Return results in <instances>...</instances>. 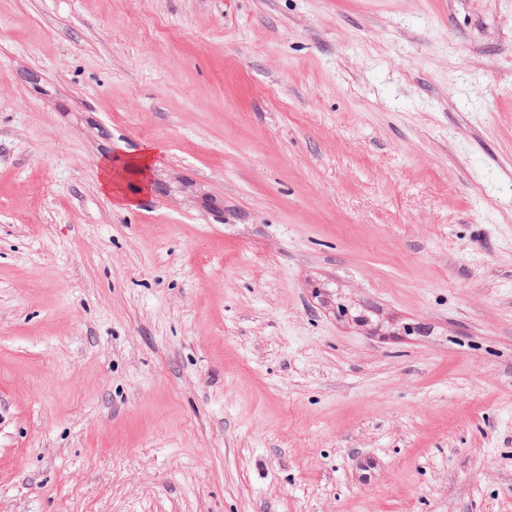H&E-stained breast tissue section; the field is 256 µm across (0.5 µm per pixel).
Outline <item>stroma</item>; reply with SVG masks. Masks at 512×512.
Listing matches in <instances>:
<instances>
[{"label": "stroma", "instance_id": "1", "mask_svg": "<svg viewBox=\"0 0 512 512\" xmlns=\"http://www.w3.org/2000/svg\"><path fill=\"white\" fill-rule=\"evenodd\" d=\"M0 512H512V0H0Z\"/></svg>", "mask_w": 512, "mask_h": 512}]
</instances>
